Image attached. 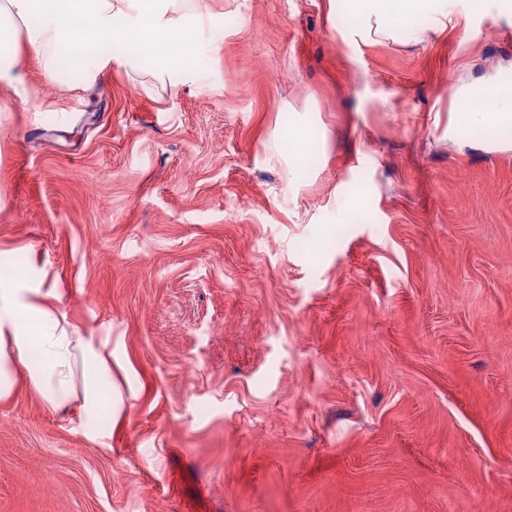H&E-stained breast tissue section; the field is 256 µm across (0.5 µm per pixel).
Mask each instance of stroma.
Here are the masks:
<instances>
[{"label": "stroma", "instance_id": "stroma-1", "mask_svg": "<svg viewBox=\"0 0 512 512\" xmlns=\"http://www.w3.org/2000/svg\"><path fill=\"white\" fill-rule=\"evenodd\" d=\"M204 4L172 85H0V266L111 337L124 405L96 442L17 383L0 512H512V136L442 90L512 74V12L365 43L345 0ZM302 135V131L297 130L295 133H289V135H284L279 139H275L269 147V161L278 163L279 165L285 164L290 173L294 169L298 160V155L295 151V144ZM287 139L288 148L285 144Z\"/></svg>", "mask_w": 512, "mask_h": 512}]
</instances>
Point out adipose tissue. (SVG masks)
I'll return each instance as SVG.
<instances>
[{"label":"adipose tissue","mask_w":512,"mask_h":512,"mask_svg":"<svg viewBox=\"0 0 512 512\" xmlns=\"http://www.w3.org/2000/svg\"><path fill=\"white\" fill-rule=\"evenodd\" d=\"M363 40L394 39L404 21L441 11V0H351ZM209 19L201 0H0V83L23 91L27 59L48 76L56 61L94 57L112 62L113 42L128 60L152 65L159 82L170 80L166 49L189 54ZM477 108L457 115L469 127L512 130V90H494ZM58 288H22L17 277L0 276V399L18 379L53 409H76L84 426L100 433L112 409V339L78 332L60 307Z\"/></svg>","instance_id":"ef3b65f1"}]
</instances>
